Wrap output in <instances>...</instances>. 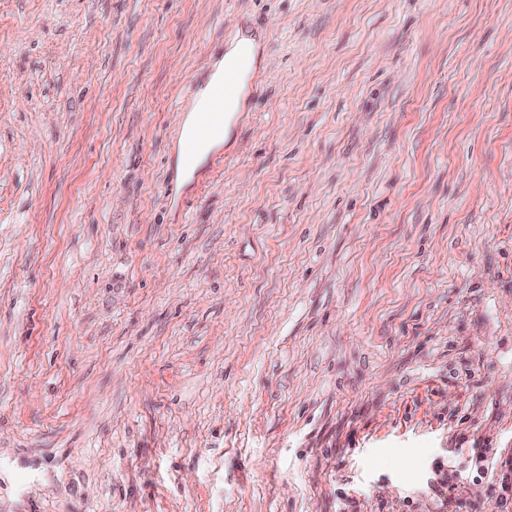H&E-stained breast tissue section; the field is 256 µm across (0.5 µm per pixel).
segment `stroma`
<instances>
[{"mask_svg":"<svg viewBox=\"0 0 512 512\" xmlns=\"http://www.w3.org/2000/svg\"><path fill=\"white\" fill-rule=\"evenodd\" d=\"M506 461L512 0H0V512H503ZM243 51L246 52V67L243 71L241 86L228 102L226 110L224 111L227 93L239 80L242 72L240 64L225 68L224 66L228 62L236 60ZM258 60L259 44L255 39L248 36H239L229 43L226 51H224L223 59L216 65L208 80H206L198 90L188 110L185 111L189 112V114L186 115L181 122V134L176 147L179 167L192 171L194 168L200 166L212 151L220 148L224 142L229 139L236 113L240 112L244 106L247 87L245 78L248 73L255 68ZM223 73L224 77L212 85L214 81L223 76ZM207 97L208 102L198 121L196 135L199 138L211 137L218 129L221 118L224 117L222 133L209 141L196 145L194 148L193 162L191 165H188L186 155L190 146L189 133L194 126L197 112L204 107Z\"/></svg>","mask_w":512,"mask_h":512,"instance_id":"obj_1","label":"stroma"}]
</instances>
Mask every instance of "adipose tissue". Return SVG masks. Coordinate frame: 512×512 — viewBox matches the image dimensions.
I'll use <instances>...</instances> for the list:
<instances>
[{
	"instance_id": "1",
	"label": "adipose tissue",
	"mask_w": 512,
	"mask_h": 512,
	"mask_svg": "<svg viewBox=\"0 0 512 512\" xmlns=\"http://www.w3.org/2000/svg\"><path fill=\"white\" fill-rule=\"evenodd\" d=\"M208 87H201L195 95L188 113L181 122L180 139L176 147V156L179 167H186L187 163L201 165L207 156L214 150L220 148L227 141L231 134L232 124L237 112H240L244 106L245 89H238L237 93L228 102L224 112L223 129L220 135L198 145H191L189 133L195 123L196 114L205 105L208 97Z\"/></svg>"
}]
</instances>
